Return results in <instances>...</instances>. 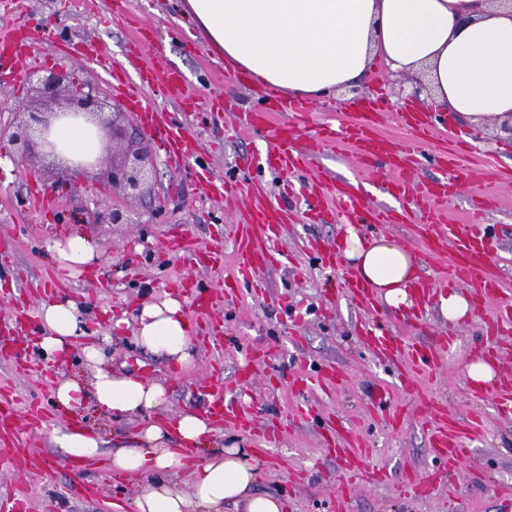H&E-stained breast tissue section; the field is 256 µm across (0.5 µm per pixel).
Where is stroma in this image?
I'll return each mask as SVG.
<instances>
[{
	"mask_svg": "<svg viewBox=\"0 0 512 512\" xmlns=\"http://www.w3.org/2000/svg\"><path fill=\"white\" fill-rule=\"evenodd\" d=\"M112 2L0 0V33L18 26L31 35L36 48L55 43L43 65L65 64L76 79L103 92L108 89L107 74L85 59L101 48L112 67L133 79L156 62L179 72L199 110L179 111L160 96L156 108L183 122L201 150L181 168H173L159 156L164 126L146 128L135 119L117 116L118 130L128 136L143 135L157 157L154 193L143 202L125 203L141 215V223L97 224L83 212L86 188L91 185L86 172L49 168L41 154L20 155L9 137H0V155L9 154L13 160L11 170L0 169V248H15L14 266L0 268V324L10 325L18 350L16 362L0 360V387L13 395L19 417L16 428H0V445L15 442L17 451L14 462L0 465V499L10 493L26 499L28 512H137L136 501L144 491L141 484H112L99 470L71 467L51 440L54 429L78 421L112 452L133 446L145 421L138 416L114 420L90 400L73 412L57 405V383L90 384L94 370L80 349H73L66 362L55 364L30 343L40 332V291L47 275L56 270L45 242L81 234L98 243L90 271L65 278L61 286L63 292L84 301V314L95 323L103 320L105 312L130 311L139 301L162 296L173 281L185 276L204 286H219L234 271L228 227L239 222L248 202L236 201L234 212H226L224 201L209 191L204 177L234 173L274 201L286 219L272 246L287 253L288 259L265 275L270 292L283 298V305H271L253 293L223 301L208 317L186 308L195 332H202L209 322L220 323V347L210 351L197 344L192 363L180 376L174 375L165 357L137 347L127 333L106 346L108 363L117 368L126 361H144L146 374L170 389L166 406L170 414L206 411L214 388L231 387L236 413L251 420L252 426L216 424L203 451L208 454L232 445L254 449L263 459L255 491L283 498L286 512H328L329 502L339 494L348 501L347 512H504L502 496L512 492V419L500 417L492 399L472 398L466 376L485 343L482 323L492 318L494 305L455 324L441 314L437 303H429L411 335L428 346L451 333L457 341L439 356L435 368L417 369L416 387L399 385L400 362L379 360L366 344L362 332L366 317L343 290L347 268L324 267L311 251L313 245L341 241L344 225L304 220L310 189L307 174L270 170L262 139L226 136L231 121L277 107L280 96L212 54L203 33L184 14V0H123L125 18L120 22L110 18ZM137 29L149 41L135 53L130 41ZM177 30L183 31V38H174ZM24 75L11 58L0 59V125L13 120L8 106L26 105L34 98ZM409 86L408 75L381 64L356 85L359 97H379L388 118L385 129L397 138L405 135L395 119ZM348 97L342 91L314 102L309 116H289L295 144H304L320 125L337 123ZM450 122L470 140L480 159L494 161L500 172L512 174V141L504 139L497 125L479 128L457 116ZM323 164L330 176L341 180L369 176L374 203L398 209V202L381 188L385 170L364 173L340 144L329 149ZM48 182L56 186L58 207L36 212L30 193ZM94 188L101 196L109 192L103 184ZM491 190L502 205L487 215L498 236V249L488 262L503 287L512 290V181L505 179ZM185 237L196 243L195 256L164 253L166 241ZM219 242L224 245L223 266L198 264V256ZM304 374L313 377V384L305 390L293 388V381ZM381 386L389 389L388 403H401L410 410L399 426H391L372 405ZM303 399L315 408L305 419L295 412ZM32 401L41 405L43 414L29 421L24 414ZM427 404L445 408L462 422L475 412L483 418L482 436L471 441L468 461L448 483L437 480L439 465L419 425L417 412ZM334 427L339 428L347 452L362 456L367 469L386 471L388 481L365 485L346 474L321 441L322 434ZM33 453L42 457L36 469L25 464ZM410 472L425 480V488L417 495H399L397 486Z\"/></svg>",
	"mask_w": 512,
	"mask_h": 512,
	"instance_id": "obj_1",
	"label": "stroma"
}]
</instances>
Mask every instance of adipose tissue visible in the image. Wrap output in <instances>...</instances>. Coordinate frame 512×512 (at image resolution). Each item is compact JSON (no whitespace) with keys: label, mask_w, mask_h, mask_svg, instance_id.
<instances>
[{"label":"adipose tissue","mask_w":512,"mask_h":512,"mask_svg":"<svg viewBox=\"0 0 512 512\" xmlns=\"http://www.w3.org/2000/svg\"><path fill=\"white\" fill-rule=\"evenodd\" d=\"M185 10L225 62L277 93L330 97L381 61L394 72L423 74L436 105L473 123L512 114V9L491 0H186ZM48 138L61 157L76 163L99 153L96 127L80 116L56 119ZM48 248L58 266L74 274L87 269L98 252L97 244L78 235ZM341 252L378 299L396 309L412 306L418 264L394 238L366 236L350 226ZM38 316V350L66 360L71 339L86 333L80 305L53 293L41 300ZM107 323L98 341L83 349L97 365L90 387L68 381L55 396L68 409L93 398L115 418L156 413L138 445L108 461L113 472L144 484L138 512H188L192 506L224 512L228 503L243 512H285L284 500L255 492L258 471L249 449L234 446L196 461L191 450L213 432L211 419L191 410L164 414L163 383L126 364L118 370L106 365L102 345L126 324L143 350L165 357L175 370L187 368L194 338L181 302L167 295L142 304L133 318L111 315ZM53 441L76 465L100 457V439L90 431L61 429ZM174 470L189 474L187 487L167 483Z\"/></svg>","instance_id":"adipose-tissue-1"}]
</instances>
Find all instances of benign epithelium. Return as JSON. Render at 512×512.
Returning a JSON list of instances; mask_svg holds the SVG:
<instances>
[{
	"label": "benign epithelium",
	"mask_w": 512,
	"mask_h": 512,
	"mask_svg": "<svg viewBox=\"0 0 512 512\" xmlns=\"http://www.w3.org/2000/svg\"><path fill=\"white\" fill-rule=\"evenodd\" d=\"M28 81H36L33 89L38 94L39 100L44 102V108L15 107L13 111L26 115L20 125V130L11 134V138L28 149L34 145L43 146L41 154L56 157L53 143L47 141V132L50 127V119L60 114L87 115L100 128L109 125L105 117L104 106L106 101L101 99L98 89L89 83H83L74 77V74L62 65L45 67L28 72ZM114 147L106 142H101L99 156L90 162H79L88 173H94L104 167L107 162H112L109 172V186L112 194L121 195L124 198H143L151 195L153 159L144 150L128 144L123 156L117 160H109ZM92 217L99 224H138L140 220L133 218L128 212L114 207L107 200L94 202Z\"/></svg>",
	"instance_id": "obj_1"
}]
</instances>
